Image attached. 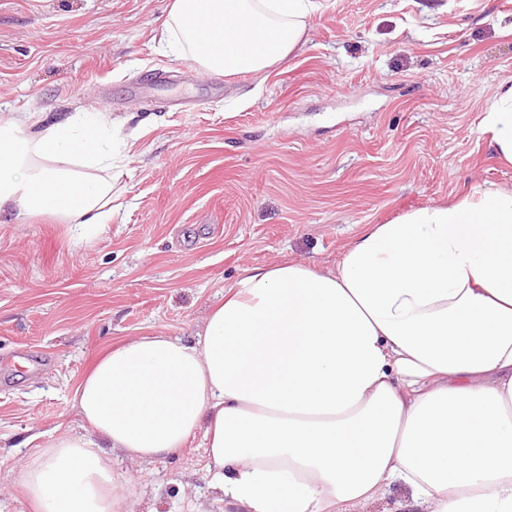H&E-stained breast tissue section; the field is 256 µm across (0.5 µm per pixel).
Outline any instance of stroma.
<instances>
[{"instance_id": "stroma-1", "label": "stroma", "mask_w": 512, "mask_h": 512, "mask_svg": "<svg viewBox=\"0 0 512 512\" xmlns=\"http://www.w3.org/2000/svg\"><path fill=\"white\" fill-rule=\"evenodd\" d=\"M297 55L255 75L158 51L172 0H0V113L82 108L114 133L122 206L73 247L40 216L0 223V512L37 434L78 429L73 391L133 336L193 340L246 268L325 267L370 224L483 184L512 164L480 130L512 79V0H317ZM178 79L148 104L128 84ZM142 135L133 148L124 139ZM202 438L132 463L125 512H209Z\"/></svg>"}]
</instances>
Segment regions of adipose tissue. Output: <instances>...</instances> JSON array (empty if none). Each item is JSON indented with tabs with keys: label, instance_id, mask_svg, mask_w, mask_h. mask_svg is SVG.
Instances as JSON below:
<instances>
[{
	"label": "adipose tissue",
	"instance_id": "obj_1",
	"mask_svg": "<svg viewBox=\"0 0 512 512\" xmlns=\"http://www.w3.org/2000/svg\"><path fill=\"white\" fill-rule=\"evenodd\" d=\"M313 0H173L158 44L224 75L302 46ZM512 162V80L481 122ZM112 121L0 116V222L49 215L73 245L121 206ZM80 429L22 467L34 512H121L132 461L195 435L220 512H512V189L364 230L335 267L245 269L195 341L127 339L76 385Z\"/></svg>",
	"mask_w": 512,
	"mask_h": 512
}]
</instances>
